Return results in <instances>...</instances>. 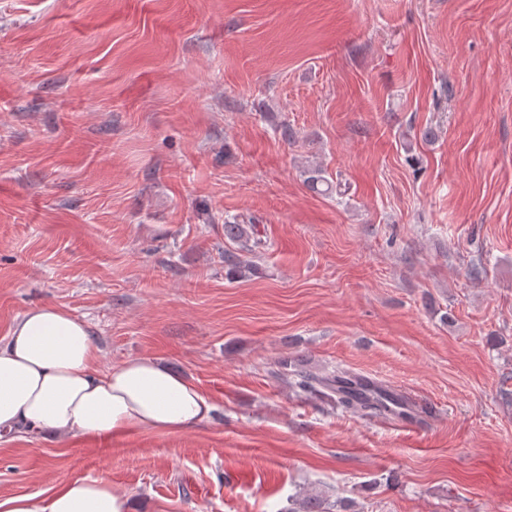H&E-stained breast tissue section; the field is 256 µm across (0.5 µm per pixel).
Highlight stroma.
Masks as SVG:
<instances>
[{"label":"stroma","instance_id":"stroma-1","mask_svg":"<svg viewBox=\"0 0 512 512\" xmlns=\"http://www.w3.org/2000/svg\"><path fill=\"white\" fill-rule=\"evenodd\" d=\"M228 222L270 244L250 277ZM37 306L216 412L0 437V503L103 478L132 512H512V0H0V338ZM257 224H225L224 237L237 245V249L224 250V269L230 279L245 278L255 273L257 266L249 255H258L270 245L260 235ZM299 378L295 384L304 391L316 392L322 388L336 397V403L352 413L407 416L411 412L404 398L372 379L349 372L337 371L336 374L314 376L303 372L293 374ZM359 379L368 390L369 397H361L352 389V381ZM327 501V502H326ZM323 504L329 506L323 507ZM334 507L335 505H331ZM327 497L322 495H301L296 496L292 500L291 507H288V512H329L331 510Z\"/></svg>","mask_w":512,"mask_h":512}]
</instances>
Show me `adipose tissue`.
I'll return each mask as SVG.
<instances>
[{
  "label": "adipose tissue",
  "mask_w": 512,
  "mask_h": 512,
  "mask_svg": "<svg viewBox=\"0 0 512 512\" xmlns=\"http://www.w3.org/2000/svg\"><path fill=\"white\" fill-rule=\"evenodd\" d=\"M88 326L53 307L27 310L0 339V432L57 439L132 430L176 434L211 420L213 402L156 360L93 369ZM6 512H129L105 479H74L45 495L9 499Z\"/></svg>",
  "instance_id": "ef3b65f1"
}]
</instances>
